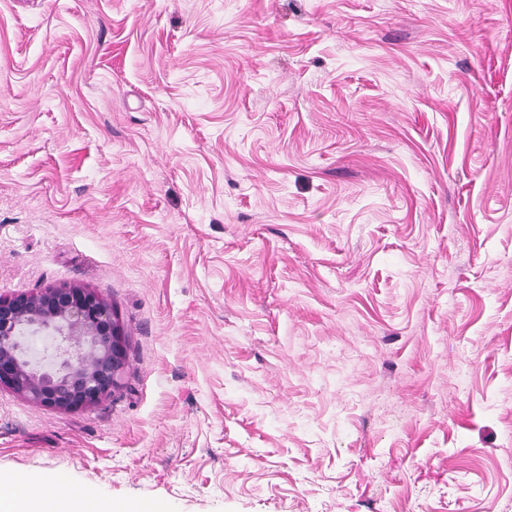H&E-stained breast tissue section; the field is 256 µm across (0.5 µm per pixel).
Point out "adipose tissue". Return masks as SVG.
Here are the masks:
<instances>
[{"instance_id": "adipose-tissue-1", "label": "adipose tissue", "mask_w": 512, "mask_h": 512, "mask_svg": "<svg viewBox=\"0 0 512 512\" xmlns=\"http://www.w3.org/2000/svg\"><path fill=\"white\" fill-rule=\"evenodd\" d=\"M52 482L49 476L38 481L23 475L0 478V512H139L135 504L118 506L95 495L53 490Z\"/></svg>"}]
</instances>
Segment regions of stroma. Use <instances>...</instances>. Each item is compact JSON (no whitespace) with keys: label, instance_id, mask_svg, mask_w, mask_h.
Here are the masks:
<instances>
[{"label":"stroma","instance_id":"stroma-1","mask_svg":"<svg viewBox=\"0 0 512 512\" xmlns=\"http://www.w3.org/2000/svg\"><path fill=\"white\" fill-rule=\"evenodd\" d=\"M119 388L0 476L161 512H512V0H0V296Z\"/></svg>","mask_w":512,"mask_h":512}]
</instances>
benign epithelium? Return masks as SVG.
I'll list each match as a JSON object with an SVG mask.
<instances>
[{
  "mask_svg": "<svg viewBox=\"0 0 512 512\" xmlns=\"http://www.w3.org/2000/svg\"><path fill=\"white\" fill-rule=\"evenodd\" d=\"M124 366L121 326L93 291L69 285L0 296V388L73 411L111 393Z\"/></svg>",
  "mask_w": 512,
  "mask_h": 512,
  "instance_id": "obj_1",
  "label": "benign epithelium"
}]
</instances>
